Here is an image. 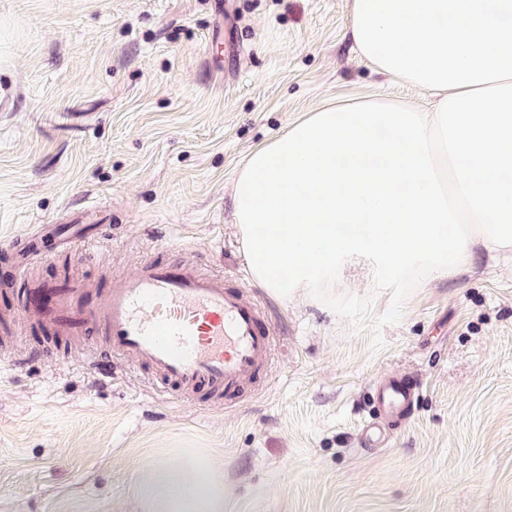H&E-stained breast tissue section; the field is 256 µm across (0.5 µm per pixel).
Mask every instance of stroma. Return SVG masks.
I'll use <instances>...</instances> for the list:
<instances>
[{"mask_svg":"<svg viewBox=\"0 0 512 512\" xmlns=\"http://www.w3.org/2000/svg\"><path fill=\"white\" fill-rule=\"evenodd\" d=\"M349 0H0V245L110 216L32 277L100 287L144 261L220 274L275 338L233 395L160 392L147 371L0 355V512H141L150 468L199 453L224 512H512V253L377 287L371 263L290 302L252 277L231 185L248 152L336 99L425 92L353 52ZM421 391L388 447L360 435L371 391Z\"/></svg>","mask_w":512,"mask_h":512,"instance_id":"obj_1","label":"stroma"}]
</instances>
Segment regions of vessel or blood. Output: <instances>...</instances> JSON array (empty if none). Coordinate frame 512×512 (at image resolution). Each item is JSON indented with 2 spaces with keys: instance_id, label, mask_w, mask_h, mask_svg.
I'll return each instance as SVG.
<instances>
[{
  "instance_id": "obj_1",
  "label": "vessel or blood",
  "mask_w": 512,
  "mask_h": 512,
  "mask_svg": "<svg viewBox=\"0 0 512 512\" xmlns=\"http://www.w3.org/2000/svg\"><path fill=\"white\" fill-rule=\"evenodd\" d=\"M19 310L32 328L50 325L67 336L101 337L105 351L86 360L90 373L107 371L111 354L148 370L169 391L238 392L253 384L275 338L261 326V310L219 275L155 263L113 276L96 292L82 281L35 284ZM415 399L407 380L385 379L377 401L392 418Z\"/></svg>"
}]
</instances>
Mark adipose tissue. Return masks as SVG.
<instances>
[{"mask_svg":"<svg viewBox=\"0 0 512 512\" xmlns=\"http://www.w3.org/2000/svg\"><path fill=\"white\" fill-rule=\"evenodd\" d=\"M352 48L430 106L336 101L254 147L233 183L254 279L285 301L354 257L380 285L512 249V0H351ZM456 233H449V226ZM143 512H224L203 459L155 464Z\"/></svg>","mask_w":512,"mask_h":512,"instance_id":"ef3b65f1","label":"adipose tissue"}]
</instances>
